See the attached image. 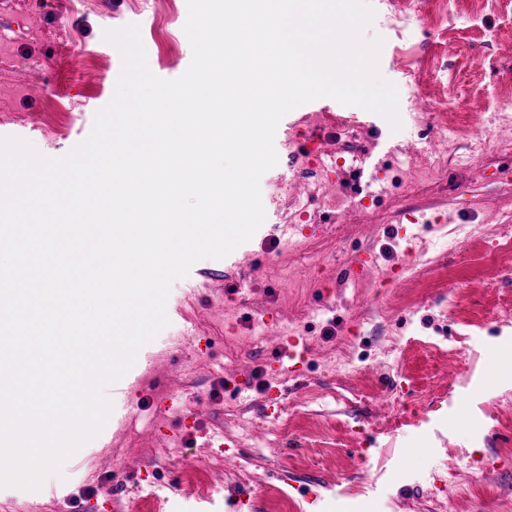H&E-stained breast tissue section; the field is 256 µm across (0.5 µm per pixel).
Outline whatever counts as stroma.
Returning a JSON list of instances; mask_svg holds the SVG:
<instances>
[{
    "label": "stroma",
    "mask_w": 512,
    "mask_h": 512,
    "mask_svg": "<svg viewBox=\"0 0 512 512\" xmlns=\"http://www.w3.org/2000/svg\"><path fill=\"white\" fill-rule=\"evenodd\" d=\"M409 1L368 0L364 32L384 40L401 130L327 97L286 114L265 221L234 263L201 260L171 288L148 349L181 375L48 478L56 497L0 488V512H194L202 494L234 512L242 490L253 512H295L301 486L319 496L309 512H512V130L494 126L512 114V0H413L420 20L403 17ZM187 16V0H0V136L67 154L115 93L105 31L139 25L149 69L175 79L192 59ZM476 119L492 128L478 156L443 140L445 122ZM341 122L343 187L313 194L310 163ZM297 206L289 250L280 226ZM283 331L307 341L301 362L273 361ZM450 473L458 487L439 490Z\"/></svg>",
    "instance_id": "stroma-1"
}]
</instances>
